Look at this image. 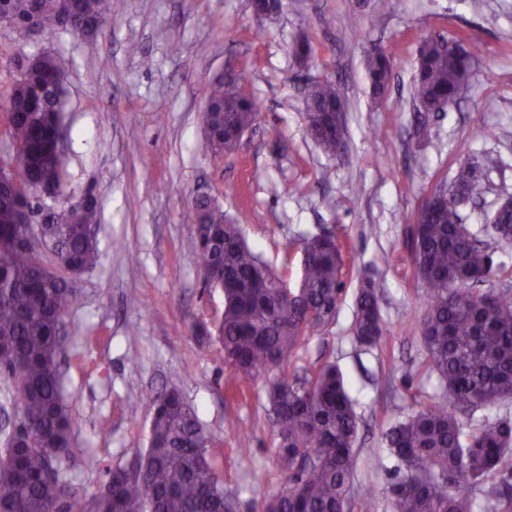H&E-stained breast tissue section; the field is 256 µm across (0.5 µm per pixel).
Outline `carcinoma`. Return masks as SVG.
I'll return each mask as SVG.
<instances>
[{"label":"carcinoma","instance_id":"carcinoma-1","mask_svg":"<svg viewBox=\"0 0 512 512\" xmlns=\"http://www.w3.org/2000/svg\"><path fill=\"white\" fill-rule=\"evenodd\" d=\"M112 12V0H0V16L24 28H62L75 35ZM478 48L463 37H427L417 49L413 102L418 112H444L469 86ZM375 94L388 87L393 61L374 50L365 59ZM62 67L53 55L27 58L25 70L0 107L4 132L18 158L13 177L0 185V373L21 410L23 433L0 450V512H237L238 500L224 492L206 435L194 410L175 389L154 403L148 448L132 463L108 472L107 492L81 493L60 479L71 451L73 419L60 386V316L75 297L68 275L95 267L100 259L89 227L98 224L96 202L76 223L54 222L48 231L55 270L45 256L18 241L23 209L35 210V186L62 185L57 162V102ZM308 134L324 153L344 146L345 125L337 114L345 103L336 83L320 82L308 92ZM206 149L220 155L235 149L236 131L251 127L257 104L240 93L229 103L224 81L212 86ZM480 168L462 162L447 184L433 193L448 202L420 215L406 248L416 279L426 289V306L415 317L425 348L421 372L435 376L440 397L406 415L383 435L403 473L391 487L395 512H512V420L464 422L463 415L512 400V287H474L509 280L504 266L477 239L459 214L456 198L473 193ZM211 203L193 207L195 237L188 248L203 269L218 274L224 308L215 325L229 369L227 384L240 388L274 369L269 400L279 438L283 489L261 503L260 512H374L372 491L354 486L358 417L345 378L332 363L300 376L284 367L300 347L336 318L342 293L343 259L330 233L303 245L300 288L277 287L278 276L246 244L240 225L209 217ZM495 238L512 243V209L496 215ZM352 333L362 347L383 338L375 289H358Z\"/></svg>","mask_w":512,"mask_h":512}]
</instances>
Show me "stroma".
I'll return each instance as SVG.
<instances>
[{"mask_svg": "<svg viewBox=\"0 0 512 512\" xmlns=\"http://www.w3.org/2000/svg\"><path fill=\"white\" fill-rule=\"evenodd\" d=\"M302 35L314 48L305 72L289 53ZM435 35L475 40L481 56L459 100L424 121L412 100L414 65L420 41ZM376 48L395 62L381 96L364 65ZM41 53L59 58L64 73V195L73 203L92 195L101 212L100 260L75 278L65 318L61 384L75 430L62 480L89 494L101 489L109 469L147 447L153 401L174 387L211 436L238 512H258L281 489L266 377L231 395L222 347L200 333L223 307L186 248L194 200L208 195L287 288L299 285L306 238L330 231L341 244L336 320L291 367L341 369L359 419L356 483L374 491L376 512H392L399 463L388 456L379 466L369 454L386 429L438 394L435 379L417 371L414 317L425 289L406 242L423 198L461 161L485 166L477 195L460 207L473 230L512 197V0H282L272 18L257 16L251 0H112L88 37L0 21V101L18 57ZM231 70L244 74L259 116L236 150L217 157L205 148L202 114L210 85ZM322 77L348 102L336 156L306 129L304 88ZM364 280L377 290L383 321L374 349L351 332ZM387 378L397 392L388 406L377 393ZM90 455L93 471L84 466Z\"/></svg>", "mask_w": 512, "mask_h": 512, "instance_id": "35a3bbf8", "label": "stroma"}]
</instances>
